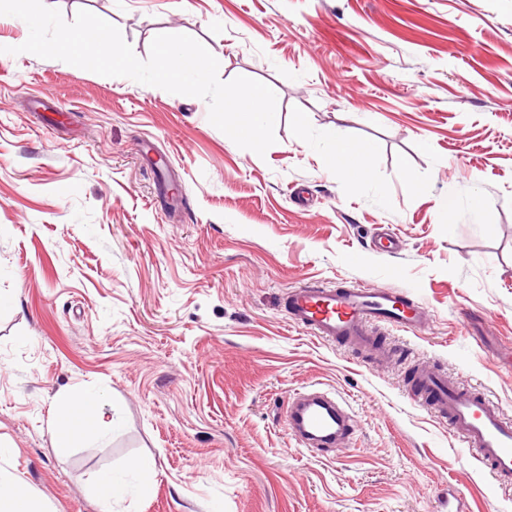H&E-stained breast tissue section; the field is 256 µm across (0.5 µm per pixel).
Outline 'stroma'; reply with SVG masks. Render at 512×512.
I'll use <instances>...</instances> for the list:
<instances>
[{"label": "stroma", "mask_w": 512, "mask_h": 512, "mask_svg": "<svg viewBox=\"0 0 512 512\" xmlns=\"http://www.w3.org/2000/svg\"><path fill=\"white\" fill-rule=\"evenodd\" d=\"M53 6L114 24L142 60L161 28L207 42L221 80L275 92L276 141L260 156L203 99L0 56V471L44 512H101L112 472L131 488L112 512H448L452 490L465 512H512V487L407 390L434 358L512 416V0ZM29 93L66 103L59 129ZM331 130L377 144L367 181L330 168ZM143 139L181 205L157 198ZM375 224L398 254L371 248ZM312 281L401 290L432 322L381 328L393 355L360 357L289 322L285 292ZM74 386L114 424L62 450L49 422ZM306 386L348 402V447L287 436L282 409Z\"/></svg>", "instance_id": "obj_1"}]
</instances>
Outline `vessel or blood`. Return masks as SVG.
I'll return each instance as SVG.
<instances>
[{
  "instance_id": "b4317fda",
  "label": "vessel or blood",
  "mask_w": 512,
  "mask_h": 512,
  "mask_svg": "<svg viewBox=\"0 0 512 512\" xmlns=\"http://www.w3.org/2000/svg\"><path fill=\"white\" fill-rule=\"evenodd\" d=\"M27 105L47 128L52 127L55 114L65 110L58 98L48 94L28 97ZM284 309L293 324L310 330L315 338L376 357L387 354L377 343V324L422 331L430 322L427 308L393 288L308 283L289 289ZM412 383L415 401L447 423L449 431L497 483L512 485V419L498 403L448 377L433 361L416 362ZM284 425L299 445L324 452L344 446L355 432L345 402L315 387L289 398Z\"/></svg>"
}]
</instances>
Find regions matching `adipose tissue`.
Instances as JSON below:
<instances>
[{
	"instance_id": "ef3b65f1",
	"label": "adipose tissue",
	"mask_w": 512,
	"mask_h": 512,
	"mask_svg": "<svg viewBox=\"0 0 512 512\" xmlns=\"http://www.w3.org/2000/svg\"><path fill=\"white\" fill-rule=\"evenodd\" d=\"M376 145L355 144L335 139L331 158L339 176L360 180L368 175L367 161L375 154ZM102 403L97 393L73 388L57 398V411L51 423V432L59 447H69L90 430L108 427Z\"/></svg>"
}]
</instances>
